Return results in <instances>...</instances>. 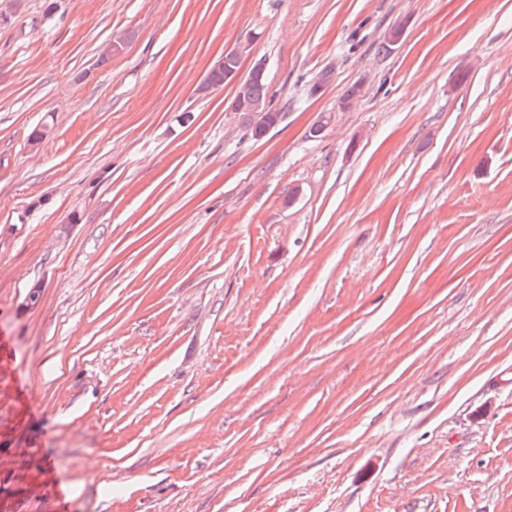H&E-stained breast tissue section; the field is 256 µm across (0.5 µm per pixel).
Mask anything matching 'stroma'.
<instances>
[{"instance_id":"obj_1","label":"stroma","mask_w":512,"mask_h":512,"mask_svg":"<svg viewBox=\"0 0 512 512\" xmlns=\"http://www.w3.org/2000/svg\"><path fill=\"white\" fill-rule=\"evenodd\" d=\"M0 340V512H512V0H0ZM251 45L252 43L250 41L241 40L237 46L226 50L224 54L215 61L214 66L216 68L224 66L225 58L230 57L236 59L239 62V68L234 69L231 73L226 75L225 79L224 69L212 71L209 74V82L214 85L223 84L228 79H231L230 83L239 82L236 86L234 99L240 103L252 104H238L237 111L247 112L251 116L253 124L260 130L264 131V136L279 122L276 113L270 111L266 105H263L268 104L271 106V108H273L271 104V97L269 95L270 89L266 71L264 70L262 75L259 74L254 78H251L255 73L254 68L249 70L247 73L242 72L241 61L244 56L249 54ZM258 102H261L262 104Z\"/></svg>"}]
</instances>
